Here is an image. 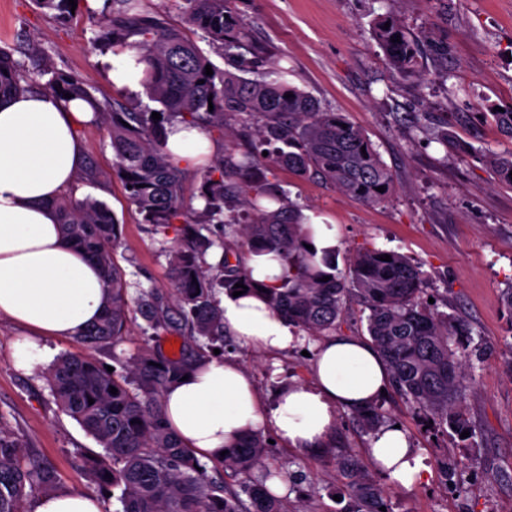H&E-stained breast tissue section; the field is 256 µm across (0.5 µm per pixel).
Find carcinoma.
Instances as JSON below:
<instances>
[{
	"instance_id": "1",
	"label": "carcinoma",
	"mask_w": 512,
	"mask_h": 512,
	"mask_svg": "<svg viewBox=\"0 0 512 512\" xmlns=\"http://www.w3.org/2000/svg\"><path fill=\"white\" fill-rule=\"evenodd\" d=\"M179 9L216 53L234 57L246 45L256 50L229 0H180ZM373 35L391 69L405 77L416 75L424 51L444 64L452 57L448 39L430 30L415 35L393 15L379 17ZM393 36L400 42L391 41ZM97 42L138 50L146 64L141 84L161 106V119H152L151 110L124 97L100 102L79 79L58 72L44 90L95 103L112 138L114 174L130 203L144 223L165 235L174 233L168 262L173 299L142 289L136 306L153 335H187L194 343L173 358L145 348L111 372L95 359L65 355L48 378L61 410L104 448L106 458L89 459V468L99 487L120 490L121 512H288L284 500L267 487L277 475L268 468L270 436H246L218 460L224 471L238 476V489L230 490L204 478L200 461L182 446L165 418L166 386L210 353L208 343L224 338V310L217 294L236 291L237 283L262 292L274 314L312 337L335 331L347 303L361 302L369 310L367 332L389 367L391 387L434 424L458 436L473 431L464 411L470 383L465 330L429 302L420 268L403 254L375 247L359 249L347 275L338 272L334 255L316 262L305 247L309 218L267 177L269 169L281 167L302 179L316 176L352 201L381 204L394 193L393 175L364 132L298 87L219 69L194 39L146 0H112L111 11L99 23ZM208 65L211 76L206 75ZM26 72L25 61L0 48L1 100L33 89ZM230 121L256 122V140L240 160L231 152L212 160L201 177L202 209L195 210L185 203V171L167 156L165 125L181 122L221 133ZM457 149L475 154L512 184V151ZM226 210L234 213L232 219H224ZM58 211L65 237L97 260L112 285V301L103 316L78 340L90 347L113 345L128 323L123 275L112 257L118 224L91 198L68 194L59 200ZM208 224L223 232L238 225L248 250L279 253L285 261L279 285L256 288L245 274L241 253L227 246L217 265L207 263L216 245L202 233ZM387 254L391 261L380 260ZM113 387L118 393H110ZM353 417L368 434L386 419L378 403ZM321 458L340 477L347 498L343 512L388 507L387 489L360 455L327 448ZM53 484L52 472L12 437L0 416V512H20L24 499L53 491Z\"/></svg>"
}]
</instances>
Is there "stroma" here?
<instances>
[{"mask_svg": "<svg viewBox=\"0 0 512 512\" xmlns=\"http://www.w3.org/2000/svg\"><path fill=\"white\" fill-rule=\"evenodd\" d=\"M232 7L263 47L260 56L217 58L224 70L245 77L270 76L287 68L289 83L312 94L325 109L341 112L360 127L394 176L395 193L384 204L352 201L319 179H300L274 169L272 181L306 215L336 225L339 272H348L359 248L399 252L426 275L427 294L467 332L473 362L466 398L474 426L468 440L444 433L397 394H387L389 422L399 424L424 465L425 477L395 488L391 512H512V313L502 301L512 287V186L497 172L459 151H445L437 133L457 142L498 152L512 150L492 116L512 106V0H233ZM392 13L412 33L435 29L447 36L453 56L441 64L422 57L420 74L404 77L388 66L372 36L376 16ZM104 9L79 0L73 14L60 16L36 0H0V47L14 58L40 53L28 72L44 85L47 71L78 77L100 100L121 95L146 101L143 88H118L109 77L111 52L95 42ZM85 164L95 182L78 179L80 197L102 202L120 226L113 258L125 273L129 297L152 289L171 296L167 276L171 236L144 224L112 175L116 161L103 124L81 129ZM19 326L0 319V415L14 438L32 450L55 475L58 491L79 490L101 499L104 512H118L115 497L101 494L84 458L101 447L76 420L61 411L47 376L64 354L88 356L104 364L150 346L179 354L173 336H153L137 309L128 311V333L116 347L93 349L73 338L48 340L45 364L28 372L14 367L12 342ZM316 338L267 352L235 341L221 347L252 375L260 397L272 402L280 383L310 382ZM276 463L301 473L297 490L284 495L289 507L339 512L336 473L322 459L276 445ZM454 467L442 471L439 460Z\"/></svg>", "mask_w": 512, "mask_h": 512, "instance_id": "35a3bbf8", "label": "stroma"}]
</instances>
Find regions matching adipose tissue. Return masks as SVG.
I'll return each instance as SVG.
<instances>
[{
    "mask_svg": "<svg viewBox=\"0 0 512 512\" xmlns=\"http://www.w3.org/2000/svg\"><path fill=\"white\" fill-rule=\"evenodd\" d=\"M90 105L36 91L0 100V318L24 330L14 339L17 368L41 366L49 338L85 333L112 298L97 264L64 238L56 202L71 192L82 165L79 129ZM166 150L196 169L216 146L205 131L174 123ZM226 331L255 347L285 350L297 338L253 296L225 295ZM312 382L282 384L263 404L250 374L236 361L203 358L164 393L167 422L201 460L220 457L243 434L265 428L283 445L318 452L333 443L337 410L365 409L387 387L390 372L377 350L355 336H328L317 346ZM375 468L408 488L419 477L417 457L402 429L381 427L368 441ZM32 512H102L98 500L71 490L37 495Z\"/></svg>",
    "mask_w": 512,
    "mask_h": 512,
    "instance_id": "ef3b65f1",
    "label": "adipose tissue"
}]
</instances>
